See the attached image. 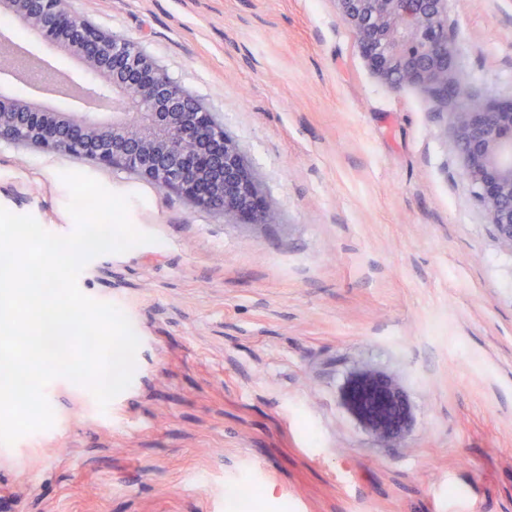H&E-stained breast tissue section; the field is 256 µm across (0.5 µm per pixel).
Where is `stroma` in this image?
Segmentation results:
<instances>
[{"mask_svg": "<svg viewBox=\"0 0 512 512\" xmlns=\"http://www.w3.org/2000/svg\"><path fill=\"white\" fill-rule=\"evenodd\" d=\"M217 117L275 223L224 221L125 172L0 142V207L65 236L62 172L130 196L152 243L90 260L140 340L107 408L50 382L51 428L0 444L18 512H512V253L453 135L369 68L334 0H71ZM456 64L512 98V0H448ZM370 371L405 407L379 441L343 406ZM102 496L90 495V488Z\"/></svg>", "mask_w": 512, "mask_h": 512, "instance_id": "obj_1", "label": "stroma"}]
</instances>
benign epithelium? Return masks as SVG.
<instances>
[{
  "instance_id": "obj_1",
  "label": "benign epithelium",
  "mask_w": 512,
  "mask_h": 512,
  "mask_svg": "<svg viewBox=\"0 0 512 512\" xmlns=\"http://www.w3.org/2000/svg\"><path fill=\"white\" fill-rule=\"evenodd\" d=\"M67 0H0L46 49L74 59L108 112H61L0 94V141L49 149L127 170L226 221L271 224L276 213L224 126L139 47L104 33ZM370 69L393 89L416 87L452 129L466 175L499 245L512 253V100L484 99L457 76L448 0H336ZM41 56L0 39V75L56 92L27 66ZM347 408L379 439L403 421L396 393L365 371L343 391Z\"/></svg>"
}]
</instances>
